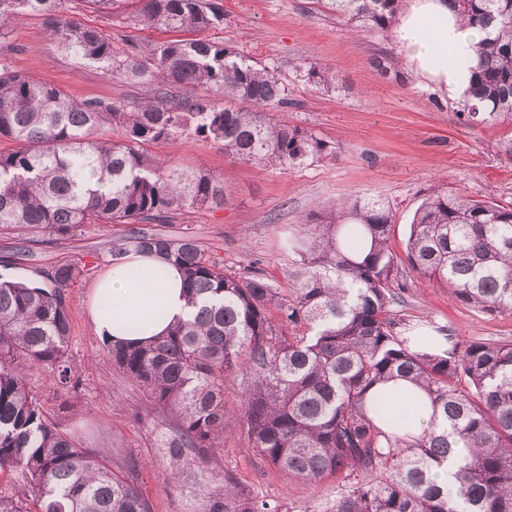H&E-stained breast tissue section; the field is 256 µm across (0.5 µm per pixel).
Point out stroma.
I'll use <instances>...</instances> for the list:
<instances>
[{
    "label": "stroma",
    "instance_id": "1",
    "mask_svg": "<svg viewBox=\"0 0 512 512\" xmlns=\"http://www.w3.org/2000/svg\"><path fill=\"white\" fill-rule=\"evenodd\" d=\"M218 2L224 21L203 30V38L235 46L244 58L276 68L291 91L279 118L311 132L327 150L303 165L281 167L233 159L225 155L223 143L193 135L173 144L149 145V156L222 176L230 197L221 207L192 209L145 223V231L193 238L208 256L242 276L259 267L271 285L287 295L300 259L286 241L303 235V219L339 199L373 196L394 215L390 286L402 297L395 308L398 318L423 334L434 323L448 326L463 341L512 342V313L481 311L456 302L445 288L411 269L406 251L413 215L433 191L512 203V155L503 149L512 141V124L460 123L459 101L422 82L398 52L392 34L353 32L317 0ZM60 10L80 24L102 30L114 47L139 60L147 58L154 44L173 37L163 29L134 28L119 13L73 8L70 0H63ZM50 26V18L40 15L12 23L8 39L0 41V60L79 100L154 99L156 89L128 83L61 51L49 37ZM384 55L394 66L382 76L372 62ZM312 61L335 73L334 88L324 90L306 82L305 69ZM122 232L119 224H88L62 239L18 227L0 234V275L40 282L58 265L83 267L82 276L67 290L72 317L69 355L80 380L79 396L56 392L50 374L42 369L32 370L29 385L81 447L127 452L139 460V482L152 512H193L196 475L184 474L174 486L164 480L169 462L161 452L162 439L171 433V423L156 412L142 387L106 359L103 342L89 321L91 284L110 259L112 239ZM240 383L236 374L224 381L227 415L215 473L280 500L292 512L331 504L338 477L292 479L257 454L237 414Z\"/></svg>",
    "mask_w": 512,
    "mask_h": 512
}]
</instances>
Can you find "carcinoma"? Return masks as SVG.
Here are the masks:
<instances>
[{"label": "carcinoma", "mask_w": 512, "mask_h": 512, "mask_svg": "<svg viewBox=\"0 0 512 512\" xmlns=\"http://www.w3.org/2000/svg\"><path fill=\"white\" fill-rule=\"evenodd\" d=\"M62 0H0V38L22 16H54L56 45L148 86L156 101L100 103L0 63V229L24 224L61 237L86 224H124L111 260L154 252L183 274L193 319L147 343L105 344L112 365L171 416L162 452L174 479L201 475L194 512H282L210 471L224 442V376H242L239 414L253 448L288 476L316 481L341 475L330 512H512V343L462 342L445 326L433 336L397 335L389 288L392 212L357 196L307 216L292 242L303 263L285 297L255 271L224 269L190 238L147 235L138 224L175 210L218 207L224 178L153 159L145 146L196 135L224 153L265 165H301L324 150L315 135L274 111L288 105L276 70L206 39L155 45L143 64L96 28L59 15ZM128 15L141 28L181 33L224 20L213 0H80ZM359 31H388L401 0H321ZM467 24L485 31L477 49L466 124L512 122V0H448ZM306 80L328 89L336 76L311 63ZM216 92L224 106L196 96ZM118 126L123 139L106 129ZM413 271L483 311L512 312V204L437 191L416 210L406 244ZM82 274L55 267L48 284L0 277V476L18 472L24 487L0 495V512H151L128 457L110 468L105 450L82 448L28 387L42 368L56 389L77 390L69 356L66 288ZM401 379L432 407L430 427L374 414V389ZM451 468L446 484L435 468Z\"/></svg>", "instance_id": "1"}]
</instances>
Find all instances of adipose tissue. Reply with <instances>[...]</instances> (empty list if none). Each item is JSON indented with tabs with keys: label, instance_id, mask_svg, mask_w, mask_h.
<instances>
[{
	"label": "adipose tissue",
	"instance_id": "adipose-tissue-1",
	"mask_svg": "<svg viewBox=\"0 0 512 512\" xmlns=\"http://www.w3.org/2000/svg\"><path fill=\"white\" fill-rule=\"evenodd\" d=\"M484 31L449 12L446 0H405L394 38L414 72L442 93L466 98L477 66L476 45ZM195 312L185 295L181 271L150 253L107 265L91 286L89 318L98 336L113 342L147 341L166 334ZM384 418L429 425L420 393L396 381L373 395Z\"/></svg>",
	"mask_w": 512,
	"mask_h": 512
}]
</instances>
